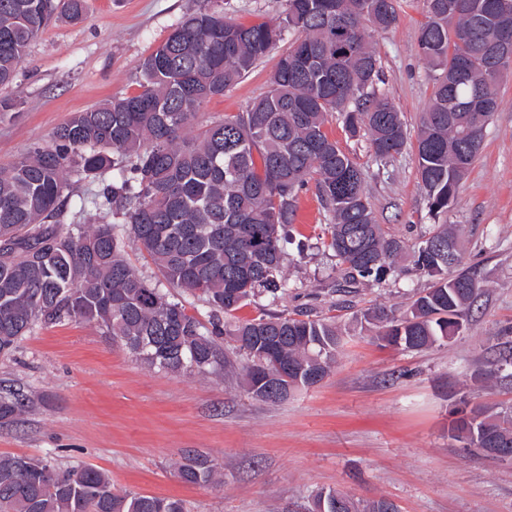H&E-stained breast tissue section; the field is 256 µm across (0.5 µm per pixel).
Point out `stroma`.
Returning a JSON list of instances; mask_svg holds the SVG:
<instances>
[{"instance_id": "obj_1", "label": "stroma", "mask_w": 512, "mask_h": 512, "mask_svg": "<svg viewBox=\"0 0 512 512\" xmlns=\"http://www.w3.org/2000/svg\"><path fill=\"white\" fill-rule=\"evenodd\" d=\"M80 22L59 23L32 42L16 80L0 87V165L47 145L73 113L138 91V64L201 0H87ZM398 22L369 31L381 63L379 94L401 112L411 138L384 165L366 139L349 138L339 118L325 130L364 171L377 223L415 243L434 223L458 224L462 269L482 284L465 329L421 350L374 338L362 312L407 310L428 277L403 261L380 284L336 289L335 260L319 239L326 218L314 186L297 198L285 272L288 296L255 298L236 311L249 320L271 310L334 318L343 347L318 385L279 403L248 395L245 364L223 377L174 376L146 368L98 325L69 321L35 327L0 356V389L26 397L21 416L0 420V455L47 458L107 472L115 487L184 500L190 512H307L316 491L339 489L359 502L386 498L400 512H512V464L464 448L450 426L458 409L512 407V382L484 374L512 343V72L499 84L500 106L447 214L431 216L412 141L434 92L417 45L424 0H398ZM275 50L224 96L197 126L242 111L267 89ZM224 469L220 485H190L178 475L185 452Z\"/></svg>"}]
</instances>
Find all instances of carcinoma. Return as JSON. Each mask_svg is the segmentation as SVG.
Here are the masks:
<instances>
[{
    "label": "carcinoma",
    "mask_w": 512,
    "mask_h": 512,
    "mask_svg": "<svg viewBox=\"0 0 512 512\" xmlns=\"http://www.w3.org/2000/svg\"><path fill=\"white\" fill-rule=\"evenodd\" d=\"M221 0H203L138 65L140 91L74 113L48 146L37 145L0 167V354L13 352L38 324L83 321L100 326L135 359L176 376H217L231 366L225 336L247 357L243 386L252 397L281 402L322 381L335 366L342 336L329 318L233 313L257 296H288L284 260L299 191L314 182L330 222L322 247L347 283L386 280L409 249L376 223L365 175L325 125L337 114L352 137L369 136L385 162L406 147L402 113L378 97L376 52L364 23L395 27L397 0H286L273 22L240 24ZM418 34L434 72V98L416 137L417 172L430 212H448L498 109L500 78L483 48L512 42V8L503 0H424ZM86 0H0V85L14 81L31 42L58 21L81 19ZM267 91L241 112L194 129L203 107L240 83L287 34ZM93 198L62 218L73 174L95 181ZM120 216L122 222L109 221ZM137 241L168 287L209 309L203 323L168 291L145 279L127 257ZM432 285L399 317L383 307L362 318L377 338L407 349L461 332L482 288L475 273L448 272L461 259L460 229L436 224L413 249ZM287 370L288 389L272 393L262 369ZM24 410L17 393L0 394V420ZM475 448L512 453V411L473 409L451 425ZM189 484H220L213 460L189 454L178 465ZM0 512H187L180 499L117 491L93 467L59 471L45 458L0 456ZM312 512H398L388 499L365 504L321 490Z\"/></svg>",
    "instance_id": "obj_1"
}]
</instances>
